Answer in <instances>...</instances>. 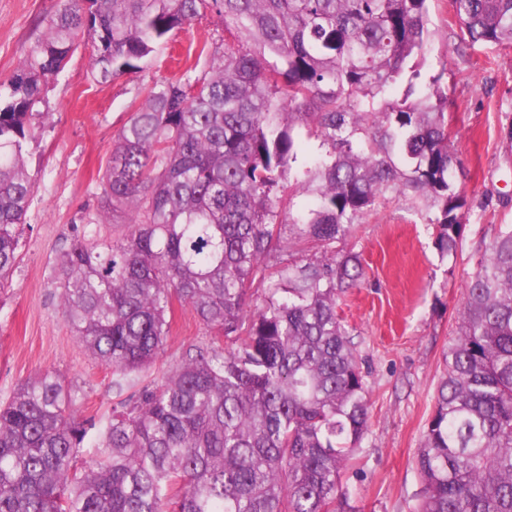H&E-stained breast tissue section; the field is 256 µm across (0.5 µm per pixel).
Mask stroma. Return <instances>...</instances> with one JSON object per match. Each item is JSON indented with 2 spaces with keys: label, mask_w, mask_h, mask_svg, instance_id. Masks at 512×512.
<instances>
[{
  "label": "stroma",
  "mask_w": 512,
  "mask_h": 512,
  "mask_svg": "<svg viewBox=\"0 0 512 512\" xmlns=\"http://www.w3.org/2000/svg\"><path fill=\"white\" fill-rule=\"evenodd\" d=\"M55 0H0V80L12 75ZM434 35L424 70L447 67L453 87L452 140L469 207L456 256L434 246L435 229L397 202L381 204L337 247L359 254L364 275L341 294L337 312L359 354L368 390V430L342 489L360 512H413L421 489L415 457L433 412L464 285L499 225L512 224V150L502 141L512 126V48L470 45L449 0H432ZM205 20L179 32L158 54L146 77L92 79L87 50H77L48 92V112L24 155L35 183L20 239V261L0 291V401L44 372L72 388L89 431L79 466L92 465L99 427L120 396L110 371L92 359L63 315L56 268L77 236L118 240L127 223L95 224L101 182L118 133L127 124L143 81L179 76L189 49L223 38ZM214 335L188 307L175 309L172 332L150 371L162 381L189 346H209Z\"/></svg>",
  "instance_id": "obj_1"
}]
</instances>
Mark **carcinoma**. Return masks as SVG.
Returning a JSON list of instances; mask_svg holds the SVG:
<instances>
[{
  "label": "carcinoma",
  "instance_id": "1",
  "mask_svg": "<svg viewBox=\"0 0 512 512\" xmlns=\"http://www.w3.org/2000/svg\"><path fill=\"white\" fill-rule=\"evenodd\" d=\"M431 0H56L0 81V288L34 193L24 160L48 89L80 47L101 79L145 73L208 17L224 39L208 68L143 88L104 175L101 213L131 216L119 242L85 236L57 279L76 341L129 394L97 459L92 421L44 373L0 404V512H359L340 478L367 428L358 354L336 300L362 277L336 251L383 202H402L457 252L460 160L447 68L425 77ZM460 38L512 48V0H450ZM274 56L270 62L268 56ZM318 152L303 157L295 129ZM311 240L315 260L281 258ZM271 270L262 307L247 288ZM231 348L186 351L148 372L174 302ZM445 375L416 457V512H512V225L465 286Z\"/></svg>",
  "mask_w": 512,
  "mask_h": 512
}]
</instances>
